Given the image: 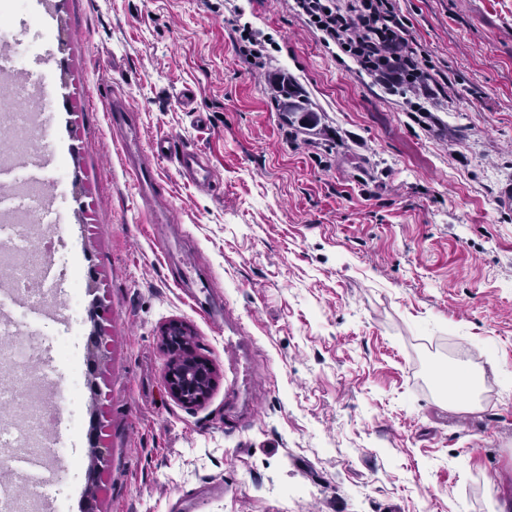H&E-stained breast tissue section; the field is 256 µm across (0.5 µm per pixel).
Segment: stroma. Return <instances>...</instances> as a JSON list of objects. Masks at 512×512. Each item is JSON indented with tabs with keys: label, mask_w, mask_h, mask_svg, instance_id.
I'll return each instance as SVG.
<instances>
[{
	"label": "stroma",
	"mask_w": 512,
	"mask_h": 512,
	"mask_svg": "<svg viewBox=\"0 0 512 512\" xmlns=\"http://www.w3.org/2000/svg\"><path fill=\"white\" fill-rule=\"evenodd\" d=\"M397 3L412 48L448 79L450 102L428 112L326 48L290 0H29L8 20L56 137L37 179L69 183L51 219L77 271L57 293L91 276L82 304H99L78 335L64 332L68 310L4 306L63 387L88 333L101 337L97 393L81 389L79 419L65 411L50 427L70 512L512 507V0ZM234 10L267 40L265 71L240 56L224 22ZM279 73L317 112L312 134L283 127ZM104 87L133 109L142 150L172 136L206 155L214 183L198 189L156 159L167 205L143 204ZM164 209L172 223H154ZM203 304L250 339L254 407L229 433L224 336ZM172 321L214 368L195 406L165 385ZM436 367L474 371L482 397L460 408ZM92 427L104 454L91 487Z\"/></svg>",
	"instance_id": "35a3bbf8"
}]
</instances>
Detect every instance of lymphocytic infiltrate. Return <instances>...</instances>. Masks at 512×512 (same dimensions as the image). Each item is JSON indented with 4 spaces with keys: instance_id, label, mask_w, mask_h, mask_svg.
Masks as SVG:
<instances>
[{
    "instance_id": "lymphocytic-infiltrate-1",
    "label": "lymphocytic infiltrate",
    "mask_w": 512,
    "mask_h": 512,
    "mask_svg": "<svg viewBox=\"0 0 512 512\" xmlns=\"http://www.w3.org/2000/svg\"><path fill=\"white\" fill-rule=\"evenodd\" d=\"M324 44L346 49L360 68L406 101L438 103L445 91L410 47L396 0H293Z\"/></svg>"
}]
</instances>
